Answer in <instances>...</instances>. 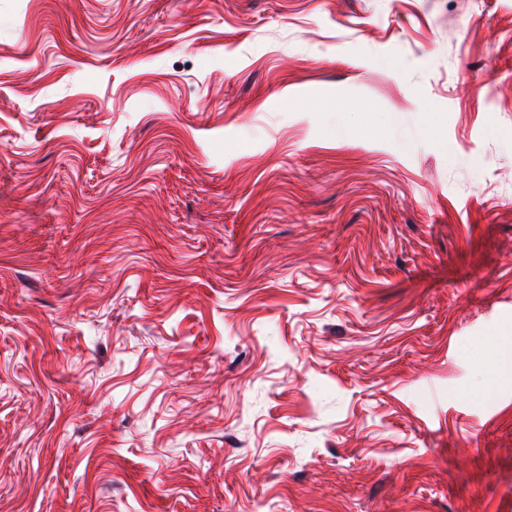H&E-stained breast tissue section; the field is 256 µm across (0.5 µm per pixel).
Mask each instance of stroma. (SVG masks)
I'll return each mask as SVG.
<instances>
[{
  "label": "stroma",
  "instance_id": "35a3bbf8",
  "mask_svg": "<svg viewBox=\"0 0 512 512\" xmlns=\"http://www.w3.org/2000/svg\"><path fill=\"white\" fill-rule=\"evenodd\" d=\"M512 0H0V512H512Z\"/></svg>",
  "mask_w": 512,
  "mask_h": 512
}]
</instances>
